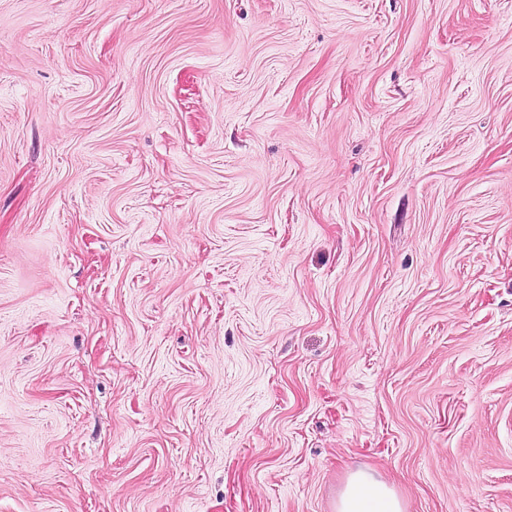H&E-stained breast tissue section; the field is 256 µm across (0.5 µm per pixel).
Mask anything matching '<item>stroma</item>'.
I'll list each match as a JSON object with an SVG mask.
<instances>
[{
  "mask_svg": "<svg viewBox=\"0 0 512 512\" xmlns=\"http://www.w3.org/2000/svg\"><path fill=\"white\" fill-rule=\"evenodd\" d=\"M512 512V0H0V512ZM395 489L368 469L351 473L338 498L336 512H403Z\"/></svg>",
  "mask_w": 512,
  "mask_h": 512,
  "instance_id": "35a3bbf8",
  "label": "stroma"
}]
</instances>
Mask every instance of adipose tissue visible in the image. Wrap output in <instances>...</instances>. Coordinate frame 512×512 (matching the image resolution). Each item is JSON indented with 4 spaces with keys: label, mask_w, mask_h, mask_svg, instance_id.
Wrapping results in <instances>:
<instances>
[{
    "label": "adipose tissue",
    "mask_w": 512,
    "mask_h": 512,
    "mask_svg": "<svg viewBox=\"0 0 512 512\" xmlns=\"http://www.w3.org/2000/svg\"><path fill=\"white\" fill-rule=\"evenodd\" d=\"M336 512H404V504L392 486L360 469L349 475Z\"/></svg>",
    "instance_id": "ef3b65f1"
}]
</instances>
